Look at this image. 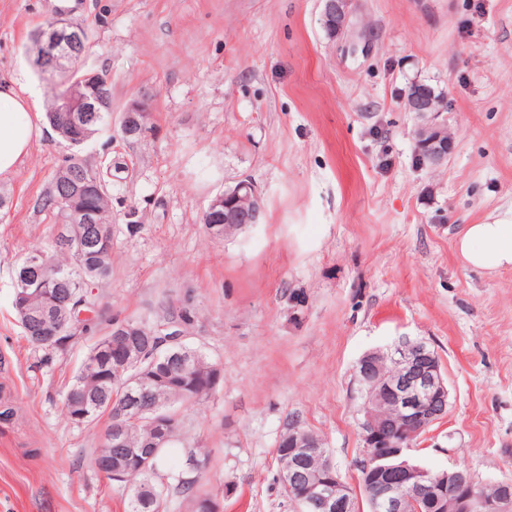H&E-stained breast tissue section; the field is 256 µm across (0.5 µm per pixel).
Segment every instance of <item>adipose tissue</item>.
I'll use <instances>...</instances> for the list:
<instances>
[{"instance_id":"ef3b65f1","label":"adipose tissue","mask_w":512,"mask_h":512,"mask_svg":"<svg viewBox=\"0 0 512 512\" xmlns=\"http://www.w3.org/2000/svg\"><path fill=\"white\" fill-rule=\"evenodd\" d=\"M17 84L15 77H0V102L8 105L0 113V174L15 169L27 153L34 128L35 105L17 93ZM455 247L465 267L490 275L512 268V209L465 225Z\"/></svg>"}]
</instances>
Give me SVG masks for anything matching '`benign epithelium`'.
Returning a JSON list of instances; mask_svg holds the SVG:
<instances>
[{
    "label": "benign epithelium",
    "mask_w": 512,
    "mask_h": 512,
    "mask_svg": "<svg viewBox=\"0 0 512 512\" xmlns=\"http://www.w3.org/2000/svg\"><path fill=\"white\" fill-rule=\"evenodd\" d=\"M351 0H321V22L332 35H341L348 24ZM87 41L84 29L70 23L64 14L53 20L26 48L35 56L43 74L54 77L60 70L71 74L66 94L52 99L49 111L66 112L67 124H75V113L85 112L90 123L93 113L108 111L100 78L96 74L77 75L76 60ZM406 111L419 118L415 151L426 157L428 168L441 166L454 150V140L440 120L443 109L434 93L422 87L404 98ZM149 107L145 100H133L123 114V131L128 138L147 132L145 116ZM262 203L259 191L248 180L217 194L206 209L210 232L221 237L229 230L246 224H259ZM68 224H96L94 213L71 205ZM115 333L108 350L119 353L112 361L116 370L132 366L121 353L133 328L115 322ZM356 376L364 397L361 423L365 464L361 467L360 484L372 497L376 512H407L405 503L424 496L440 505V512H512V482L494 483L497 493L482 494L483 484L471 472L458 467L432 472L414 464L412 447L429 427L448 412V386L441 372L439 358L426 342L409 337L398 339L385 350L364 354L356 366ZM176 417L158 414L153 419L156 440L167 439ZM323 457L319 443L308 432L297 427L288 432V454L278 459V469L287 488L294 490L300 512H358L353 492L340 478L331 463L313 472L308 461Z\"/></svg>",
    "instance_id": "benign-epithelium-1"
}]
</instances>
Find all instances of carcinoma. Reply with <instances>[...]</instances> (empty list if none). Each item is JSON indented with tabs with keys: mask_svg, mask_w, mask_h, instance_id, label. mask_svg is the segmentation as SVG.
Wrapping results in <instances>:
<instances>
[{
	"mask_svg": "<svg viewBox=\"0 0 512 512\" xmlns=\"http://www.w3.org/2000/svg\"><path fill=\"white\" fill-rule=\"evenodd\" d=\"M94 182L99 191L85 190V202L100 214L106 229H112V198L106 180L98 171L88 167L73 154L53 173L49 185L36 199L38 211L50 215L54 223L64 218L67 207L65 191L72 183ZM37 259V270L29 269ZM112 274V238H107L98 249L84 246L75 235L68 246L52 244L49 251L32 252L19 259L14 276V287L27 289V312L20 311L18 298L12 297V309L23 333L33 344L45 348L65 345L78 331L92 329L93 320L81 314L95 307L93 289ZM171 321L140 325V333L129 339L132 347L133 368L119 374L112 372V359H99L93 353L112 339V326L95 337L86 358L72 376L67 390L80 388L85 393L91 411L84 424L92 425L105 416L108 424L103 434L112 433L115 423L126 424L127 445L130 448H149L154 442L152 420L157 414L178 413V407L209 397L210 377L218 364L199 348L190 346L172 331L165 329ZM161 374L164 383L149 391L140 410L127 409V393L136 377ZM177 440H170L158 449L155 468L166 477L167 486L160 489L159 478L135 469L134 458H128L124 468L113 471L109 479L124 485L127 512H168L169 495L181 497L188 512H205L204 503L214 496L207 486L205 473L190 468L200 461L210 463L209 451L204 448H186L177 466L168 465V456Z\"/></svg>",
	"mask_w": 512,
	"mask_h": 512,
	"instance_id": "1",
	"label": "carcinoma"
}]
</instances>
